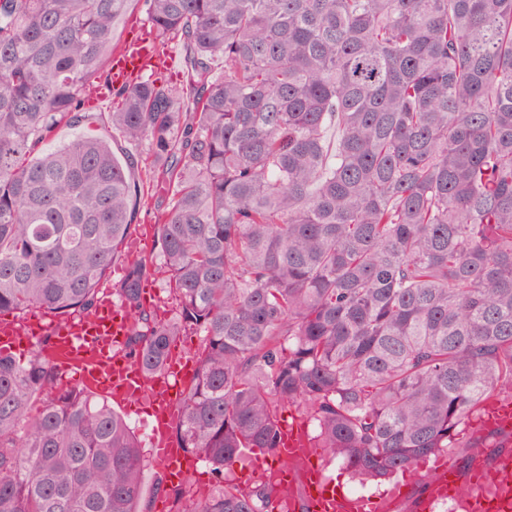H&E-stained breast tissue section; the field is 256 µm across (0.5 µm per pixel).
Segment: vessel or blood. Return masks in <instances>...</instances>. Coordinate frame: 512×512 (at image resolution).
<instances>
[{"instance_id": "vessel-or-blood-1", "label": "vessel or blood", "mask_w": 512, "mask_h": 512, "mask_svg": "<svg viewBox=\"0 0 512 512\" xmlns=\"http://www.w3.org/2000/svg\"><path fill=\"white\" fill-rule=\"evenodd\" d=\"M148 53L142 46L129 48L127 55L112 60L113 81L124 83L142 69ZM31 321L12 316L0 318V350L30 341ZM52 338L50 361L60 373L74 370L89 389L124 404L141 394H150L155 405L150 436L151 460L164 480L183 486L191 478L197 460L178 448L169 436L185 391L192 379L189 359L184 352L170 349L162 371L146 374L137 358L131 356L126 341L132 331L128 308L103 295L88 313L47 324ZM483 427L512 437V396H496L484 402ZM300 423L285 424L277 453L280 471L272 484L277 512H344L345 495L328 480L314 463L321 457ZM431 479L423 492L408 497L406 492L390 490L384 495L362 499L364 512H440L465 494L472 512H512V451L503 450L493 462L475 454L466 470L448 464L438 456L427 462Z\"/></svg>"}]
</instances>
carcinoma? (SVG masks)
<instances>
[{
    "label": "carcinoma",
    "mask_w": 512,
    "mask_h": 512,
    "mask_svg": "<svg viewBox=\"0 0 512 512\" xmlns=\"http://www.w3.org/2000/svg\"><path fill=\"white\" fill-rule=\"evenodd\" d=\"M131 2L0 0V314L87 313L122 256L147 374L203 334L172 435L215 486L175 512H275L224 470L274 455L288 407L362 480L482 447L460 424L512 394V0H143L189 87L138 76L108 113L172 192L148 253L106 139L35 155L112 94ZM157 273L170 319L141 302ZM144 468L42 350L0 354V512H142ZM147 288L152 289L156 296V301L161 303L162 308L166 312V318H171L175 314L176 305L169 295L165 276L160 274L152 276L144 284V289Z\"/></svg>",
    "instance_id": "carcinoma-1"
}]
</instances>
